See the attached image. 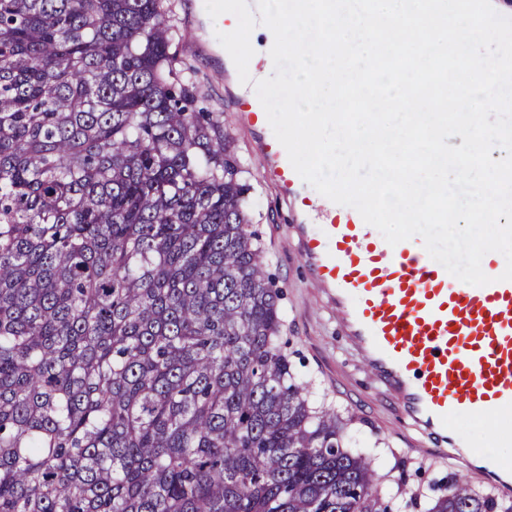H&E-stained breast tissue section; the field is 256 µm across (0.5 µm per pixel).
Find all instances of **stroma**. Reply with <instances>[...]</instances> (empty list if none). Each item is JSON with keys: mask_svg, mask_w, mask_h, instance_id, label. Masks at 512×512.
I'll return each mask as SVG.
<instances>
[{"mask_svg": "<svg viewBox=\"0 0 512 512\" xmlns=\"http://www.w3.org/2000/svg\"><path fill=\"white\" fill-rule=\"evenodd\" d=\"M165 6L167 22L184 31L170 46L176 66L195 71L197 94L204 106L219 116L225 134L234 143L241 179L252 187L248 229L263 254L266 271L283 290L280 336L294 372L312 379L314 403L331 406L350 433L374 443L373 466L382 477L383 491L401 489L429 497L431 491L423 478L416 476V469H425L426 476L440 479L459 472L461 459L411 453L420 433L400 423L386 391L371 382L356 352L340 336L336 314L322 290L298 272L297 245L289 229L291 209L261 171L256 132L238 119L244 90L236 69L225 66L216 46V19L197 13L193 0H166ZM404 469L410 477L402 487L397 480Z\"/></svg>", "mask_w": 512, "mask_h": 512, "instance_id": "obj_1", "label": "stroma"}]
</instances>
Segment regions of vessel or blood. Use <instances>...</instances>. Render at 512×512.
<instances>
[{"mask_svg": "<svg viewBox=\"0 0 512 512\" xmlns=\"http://www.w3.org/2000/svg\"><path fill=\"white\" fill-rule=\"evenodd\" d=\"M243 118L263 131L264 173L301 203L291 227L300 268L324 289L367 375L388 390L401 422L425 434L424 453L455 451L466 474L512 493V464L453 426L492 422L501 447H512V281L501 280L498 253L481 262L491 283L473 286L431 259L421 237L389 245L355 209L312 199L266 113Z\"/></svg>", "mask_w": 512, "mask_h": 512, "instance_id": "b4317fda", "label": "vessel or blood"}]
</instances>
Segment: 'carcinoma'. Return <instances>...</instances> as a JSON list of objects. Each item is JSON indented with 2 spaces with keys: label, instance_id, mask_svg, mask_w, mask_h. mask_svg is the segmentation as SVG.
Wrapping results in <instances>:
<instances>
[{
  "label": "carcinoma",
  "instance_id": "obj_1",
  "mask_svg": "<svg viewBox=\"0 0 512 512\" xmlns=\"http://www.w3.org/2000/svg\"><path fill=\"white\" fill-rule=\"evenodd\" d=\"M162 2L0 0V512H409L291 370Z\"/></svg>",
  "mask_w": 512,
  "mask_h": 512
}]
</instances>
